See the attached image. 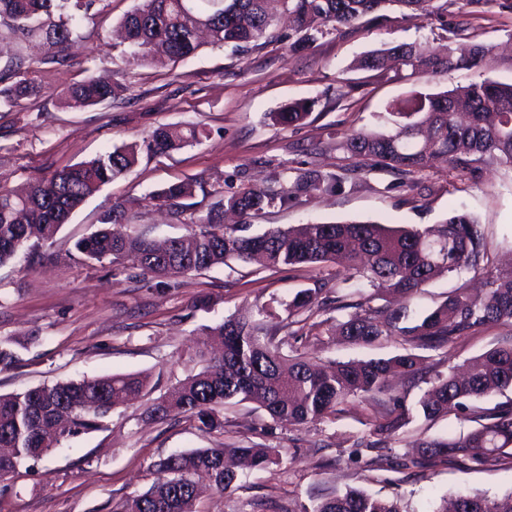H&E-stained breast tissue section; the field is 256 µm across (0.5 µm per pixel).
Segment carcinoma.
<instances>
[{
	"label": "carcinoma",
	"mask_w": 512,
	"mask_h": 512,
	"mask_svg": "<svg viewBox=\"0 0 512 512\" xmlns=\"http://www.w3.org/2000/svg\"><path fill=\"white\" fill-rule=\"evenodd\" d=\"M269 0H142L122 20L128 42L138 57L164 65L195 55L200 27L212 43L238 51L274 36L275 16ZM293 23L292 48L306 50L334 31L355 30L370 16L397 8L409 19L443 13L440 0H279ZM96 0H0V30L16 39L48 45L42 64H62L65 51L77 37V19ZM414 72L432 76L458 69H486L493 46L474 44L467 51L448 38L444 51L402 44L368 54L363 69H379L385 57ZM34 60L21 53L0 70V107H12L37 91ZM124 87L93 76L73 84L65 95L71 108L95 106L114 99ZM314 103L299 101L276 114L284 125L303 123ZM405 119L401 131L353 132L341 147L363 165L381 166L403 174L421 171L443 157L462 176L475 177L480 166L498 164L512 169V83L482 78L467 86L435 94L417 93L389 106ZM206 131L195 125H160L148 137L147 147L169 153L201 142ZM138 160L135 144L115 146L85 162L54 171L22 192L0 190V265L31 244L55 237L71 214L103 186L127 173ZM337 184L312 170L301 189L315 197L332 193ZM197 182L187 179L158 192L154 199L177 211L191 210ZM292 190L244 189L210 205L206 216L193 220L188 234L164 247L140 235H120L111 226L129 221L124 208L104 214L100 227L76 244L90 266L120 265L140 275L176 279L199 273L231 260H257L267 267L320 265L343 260L348 279L388 293L411 297L429 282L488 266V256L477 220L452 211L439 224L425 230L394 229L375 222L302 224L243 234L252 218L267 208L285 206ZM240 218L231 226L222 222L224 211ZM331 286L323 279L295 294L285 315L270 308L259 318L239 315L210 328L221 343L219 352L199 351L203 366L183 382L150 401L145 415L157 421L190 417L202 430L224 429L221 411L230 404L252 402L275 422L305 425L337 411L356 399L379 396L396 399L389 383L394 370L415 374L419 356L406 352L367 361H329L319 364L282 351L288 343L274 341L270 332L285 322L298 324L308 336H321L324 322L314 317L330 304L336 310L356 312L341 322L338 333L347 340L371 343L403 336L414 348L442 349L479 327L512 325V270L489 272L486 288L473 294L464 286L453 289L435 309L417 318L410 309L373 307L370 299L330 298ZM15 340L0 339V371L19 361ZM512 387V339L481 355L464 374L454 371L437 377L418 402L426 419L446 414L490 393ZM152 391L144 373L110 374L42 385L21 393L0 396V448L15 454L0 456V478L15 473L28 460H39L53 448L81 434L100 429L112 410ZM484 422L458 438L420 440L419 458L442 461L462 456L477 467L512 468V406L482 415ZM409 420L407 410L376 419L372 434L396 432ZM236 458L250 469L279 463V451L263 445L221 443L171 455L158 463L164 477L144 493L118 504L113 512H197L205 491L222 493L236 484L239 474L226 463ZM302 512H405L399 500L376 497L363 490L312 499ZM432 512H512V498L490 499L467 490L456 493L452 508Z\"/></svg>",
	"instance_id": "1"
}]
</instances>
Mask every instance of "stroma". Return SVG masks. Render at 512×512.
I'll return each mask as SVG.
<instances>
[{"label": "stroma", "mask_w": 512, "mask_h": 512, "mask_svg": "<svg viewBox=\"0 0 512 512\" xmlns=\"http://www.w3.org/2000/svg\"><path fill=\"white\" fill-rule=\"evenodd\" d=\"M138 0H97L83 19L64 64H43L47 53L31 42L24 51L39 67L36 96L0 108V186L21 189L60 168L96 158L113 146L139 144L138 161L125 177L104 186L63 225L52 241L22 249L0 266V339L22 342L20 361L0 372V395L43 384L115 373H149L160 396L201 364L195 355L212 327L244 310L280 309L295 293L323 277L348 294L343 266L268 269L234 262L177 278L174 286L140 278L114 265L85 264L77 241L97 230L112 206H125L132 221L123 232L155 240L184 236L190 212L156 206L152 196L186 179L200 182L214 198L243 187H294L301 174L316 170L341 178L342 188L318 199L296 191L284 207L265 210L252 232L305 223L377 222L423 229L450 210L472 214L484 234L489 263L512 262V169L486 166L481 177L459 176L444 163L400 175L359 165L341 149L347 134L390 130L389 104L418 92L464 87L485 76L512 83V0H484L480 13L462 18L458 0L445 14L407 20L396 10L353 32H336L301 54L290 50L287 21L278 36L233 52L203 45L186 60L155 66L137 60L118 25ZM458 43L495 48V64L478 73L456 70L430 76L407 70H363L370 51L401 43L437 47L448 36ZM94 75L126 84L123 95L90 108L66 107L67 88ZM296 100L314 108L305 124L286 126L274 115ZM161 124H196L206 138L168 154L145 142ZM482 276L467 272L426 285L411 300L362 286L373 305L418 312L436 307L454 288L480 287ZM512 328L489 325L444 349L420 350L417 375L395 377L393 386L411 409L410 421L373 448L357 447L391 402L344 405L327 419L298 426L272 422L256 404L225 408V428L199 429L195 420L150 421L145 401L115 409L102 429L81 435L42 459L28 462L0 481V512H112L125 499L157 480L161 459L216 443L263 444L279 449L280 462L244 471L241 487L208 493L199 512H300L312 497L358 488L400 500L407 512H431L441 497L459 487L502 498L512 493V469L476 468L454 458L434 465L416 462L415 443L427 436L457 437L476 427L475 416L512 404V388L468 403L466 408L427 420L416 414L419 398L436 377L498 346ZM395 336L369 345L343 338L305 336L288 352L319 361L387 358L403 352Z\"/></svg>", "instance_id": "35a3bbf8"}]
</instances>
